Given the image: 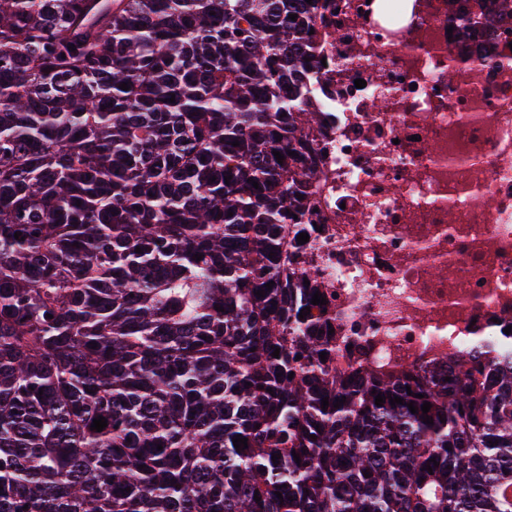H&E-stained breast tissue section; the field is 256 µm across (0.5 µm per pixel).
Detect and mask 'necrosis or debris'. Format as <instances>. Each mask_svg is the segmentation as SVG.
Returning a JSON list of instances; mask_svg holds the SVG:
<instances>
[{"instance_id": "1", "label": "necrosis or debris", "mask_w": 512, "mask_h": 512, "mask_svg": "<svg viewBox=\"0 0 512 512\" xmlns=\"http://www.w3.org/2000/svg\"><path fill=\"white\" fill-rule=\"evenodd\" d=\"M316 3L319 127L299 141L316 177L273 233L354 357H487L512 326V33L462 28L473 0Z\"/></svg>"}]
</instances>
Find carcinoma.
<instances>
[{
  "label": "carcinoma",
  "instance_id": "carcinoma-1",
  "mask_svg": "<svg viewBox=\"0 0 512 512\" xmlns=\"http://www.w3.org/2000/svg\"><path fill=\"white\" fill-rule=\"evenodd\" d=\"M311 22L0 0V512H512V335L392 374L299 317L270 229L315 176Z\"/></svg>",
  "mask_w": 512,
  "mask_h": 512
}]
</instances>
